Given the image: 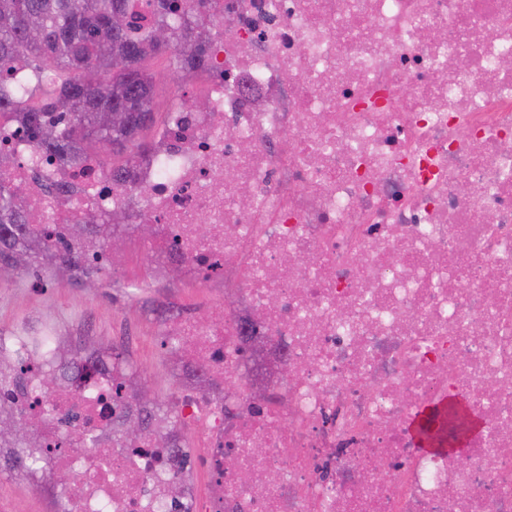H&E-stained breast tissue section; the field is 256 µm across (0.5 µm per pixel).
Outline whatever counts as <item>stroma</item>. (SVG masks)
Masks as SVG:
<instances>
[{
	"instance_id": "obj_1",
	"label": "stroma",
	"mask_w": 512,
	"mask_h": 512,
	"mask_svg": "<svg viewBox=\"0 0 512 512\" xmlns=\"http://www.w3.org/2000/svg\"><path fill=\"white\" fill-rule=\"evenodd\" d=\"M150 266L144 246L128 241L121 262L101 273L91 288L72 287L59 276L38 286L33 277L0 271V333L46 320L62 343L105 342L133 363L147 383L149 398L178 404L177 366L160 346L155 313L173 300L198 306L206 295L178 276L165 285L153 284ZM0 497L15 503L17 512H49L51 507L47 491L32 488L13 472H0Z\"/></svg>"
}]
</instances>
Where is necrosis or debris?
<instances>
[{"label":"necrosis or debris","instance_id":"obj_1","mask_svg":"<svg viewBox=\"0 0 512 512\" xmlns=\"http://www.w3.org/2000/svg\"><path fill=\"white\" fill-rule=\"evenodd\" d=\"M210 63L113 180L0 127L15 181H51L37 226L87 208L148 227L155 279L223 303L174 309L181 419L203 455L113 440L120 374L96 350L41 416L42 374L0 395L65 470L54 512H512V0H211ZM469 184L461 193L460 184ZM51 324L0 342L55 360ZM465 399V458L425 449L424 403ZM94 435L98 446L79 442ZM185 463L173 469L171 457ZM212 475L208 495L195 464Z\"/></svg>","mask_w":512,"mask_h":512}]
</instances>
